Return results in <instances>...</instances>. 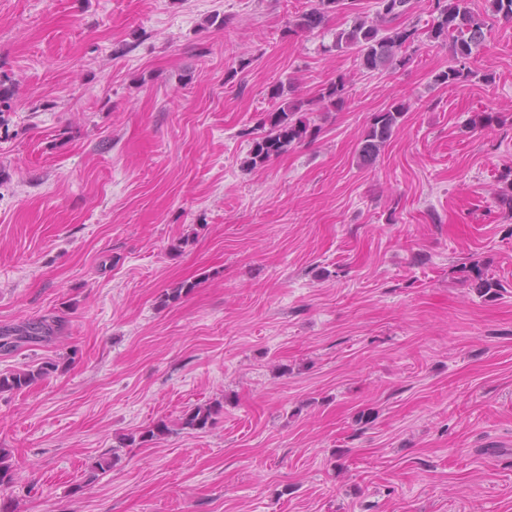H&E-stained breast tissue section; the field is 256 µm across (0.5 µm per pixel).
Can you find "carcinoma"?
<instances>
[{
  "label": "carcinoma",
  "instance_id": "cac0c4a2",
  "mask_svg": "<svg viewBox=\"0 0 512 512\" xmlns=\"http://www.w3.org/2000/svg\"><path fill=\"white\" fill-rule=\"evenodd\" d=\"M431 2L433 19L424 32L403 23L414 9L416 0H375L374 17L356 16L350 27L333 33L331 43L323 46V50H353L359 65L368 71L397 68L411 60L408 50L425 35L431 42L447 44L451 53V65L436 75L435 83L451 86L476 76L470 63L473 50L486 40L484 20L472 11L470 0ZM350 6L349 0H316L313 7L294 17L288 32L298 34L324 29L332 15L350 9ZM288 92L282 83L272 87L270 99L275 107L258 124L260 134L252 138L245 167H262L289 147L314 140L320 128L312 123L309 114L330 108L339 110L348 98L347 82L341 76L327 82L314 100L292 98ZM406 111L405 104L397 103L371 116L357 150L361 164H371L377 159ZM498 182L505 184V188L498 192V202L512 212V168L501 171ZM64 323V317L52 316L1 329L0 339L8 336L11 341L1 343L0 351L10 353L22 343L44 341L59 332ZM55 370V363L45 362L34 370L0 373V393L29 387ZM222 411L223 405L219 403L190 407L183 412L181 425L190 430H205L216 422Z\"/></svg>",
  "mask_w": 512,
  "mask_h": 512
}]
</instances>
